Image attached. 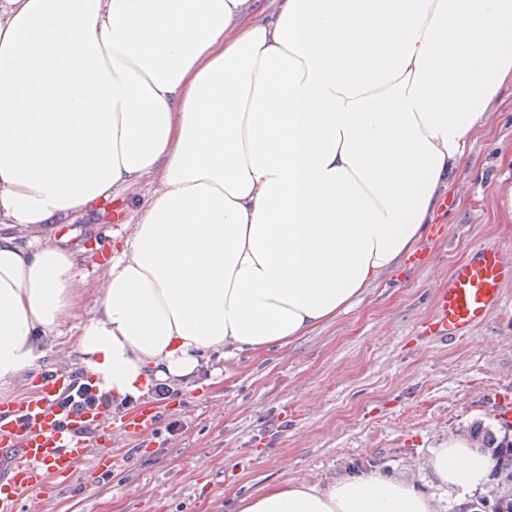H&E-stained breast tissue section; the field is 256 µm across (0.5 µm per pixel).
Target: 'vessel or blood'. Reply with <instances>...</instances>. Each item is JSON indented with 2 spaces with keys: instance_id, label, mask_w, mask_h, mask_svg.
Listing matches in <instances>:
<instances>
[{
  "instance_id": "b4317fda",
  "label": "vessel or blood",
  "mask_w": 512,
  "mask_h": 512,
  "mask_svg": "<svg viewBox=\"0 0 512 512\" xmlns=\"http://www.w3.org/2000/svg\"><path fill=\"white\" fill-rule=\"evenodd\" d=\"M512 282V253L485 246L456 265L446 287L438 290L435 310L426 325L431 339H455L468 334L502 304V287ZM60 385L59 379L42 380L36 395L16 404L0 407V467L5 468L0 483V512H16L27 502L30 512L41 505L32 492L48 481L66 483L90 457L110 466L109 449H94L85 430L96 425L92 416L58 429L48 402ZM152 409L143 408L123 424L126 433L140 436L154 424Z\"/></svg>"
}]
</instances>
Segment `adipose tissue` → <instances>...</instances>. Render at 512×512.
Returning <instances> with one entry per match:
<instances>
[{
	"label": "adipose tissue",
	"instance_id": "obj_1",
	"mask_svg": "<svg viewBox=\"0 0 512 512\" xmlns=\"http://www.w3.org/2000/svg\"><path fill=\"white\" fill-rule=\"evenodd\" d=\"M510 77L512 0H0V386L70 314L48 230L143 183L78 333L100 391L332 321L427 237ZM426 465L452 491L490 468L462 435ZM239 510L438 505L373 470Z\"/></svg>",
	"mask_w": 512,
	"mask_h": 512
}]
</instances>
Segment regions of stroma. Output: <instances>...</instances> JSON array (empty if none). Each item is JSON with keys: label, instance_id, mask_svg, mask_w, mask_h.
<instances>
[{"label": "stroma", "instance_id": "35a3bbf8", "mask_svg": "<svg viewBox=\"0 0 512 512\" xmlns=\"http://www.w3.org/2000/svg\"><path fill=\"white\" fill-rule=\"evenodd\" d=\"M126 192L112 206L61 224L81 251L85 278L61 335L41 337L36 367L0 387V403L35 394L43 376L80 366L78 328L95 311L98 265L112 235L151 192ZM446 208L414 257L385 274L336 320L286 347L202 356L194 387L153 403L156 423L142 438L121 430L124 414L100 423L99 441L117 462L109 480L52 486L42 512H238L243 497L277 483L322 484L379 470L410 479L441 512H492L512 500L497 474L476 493L436 485L433 448L482 424L512 437V283L503 304L467 336L430 342L425 326L438 288L481 244L512 251V82L503 84L469 140V159L443 193Z\"/></svg>", "mask_w": 512, "mask_h": 512}]
</instances>
